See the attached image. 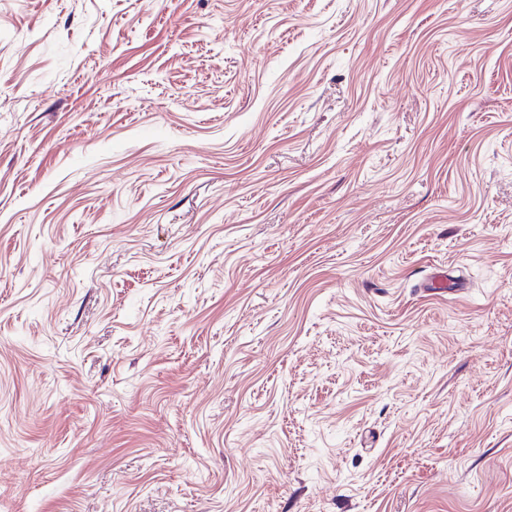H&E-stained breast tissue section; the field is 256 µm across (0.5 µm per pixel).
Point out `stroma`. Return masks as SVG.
I'll return each mask as SVG.
<instances>
[{"label":"stroma","mask_w":512,"mask_h":512,"mask_svg":"<svg viewBox=\"0 0 512 512\" xmlns=\"http://www.w3.org/2000/svg\"><path fill=\"white\" fill-rule=\"evenodd\" d=\"M0 512H512V0H0Z\"/></svg>","instance_id":"obj_1"}]
</instances>
